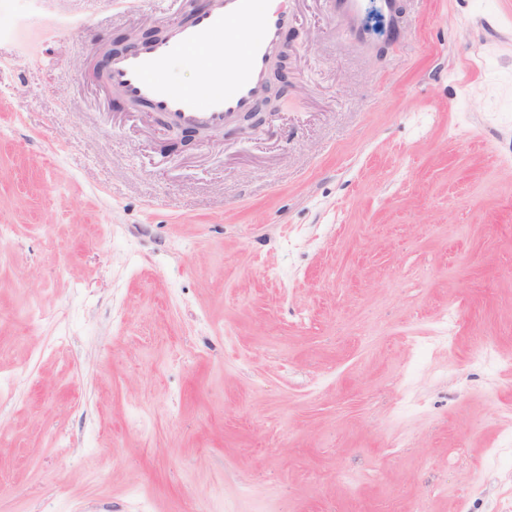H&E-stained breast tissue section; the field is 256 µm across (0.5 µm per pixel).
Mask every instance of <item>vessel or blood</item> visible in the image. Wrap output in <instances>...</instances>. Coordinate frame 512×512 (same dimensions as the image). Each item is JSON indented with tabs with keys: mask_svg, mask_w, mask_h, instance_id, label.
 <instances>
[{
	"mask_svg": "<svg viewBox=\"0 0 512 512\" xmlns=\"http://www.w3.org/2000/svg\"><path fill=\"white\" fill-rule=\"evenodd\" d=\"M338 29L373 50L365 0H329ZM296 0H210L190 21L166 26L160 38L111 56L105 79L126 99L148 104L168 123L202 131L229 125L264 101L285 30L296 21ZM390 40H399L400 0H378ZM223 42L224 53L211 52ZM197 53L200 81L186 88L167 78L171 61Z\"/></svg>",
	"mask_w": 512,
	"mask_h": 512,
	"instance_id": "vessel-or-blood-1",
	"label": "vessel or blood"
}]
</instances>
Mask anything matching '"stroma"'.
Wrapping results in <instances>:
<instances>
[{
  "label": "stroma",
  "instance_id": "stroma-1",
  "mask_svg": "<svg viewBox=\"0 0 512 512\" xmlns=\"http://www.w3.org/2000/svg\"><path fill=\"white\" fill-rule=\"evenodd\" d=\"M184 8L0 0V512H506L512 0H299L277 113L165 154L94 52ZM338 29L368 51L375 49L365 25L364 0H329ZM378 9L387 23L388 37L398 41L405 23L400 0H378Z\"/></svg>",
  "mask_w": 512,
  "mask_h": 512
}]
</instances>
